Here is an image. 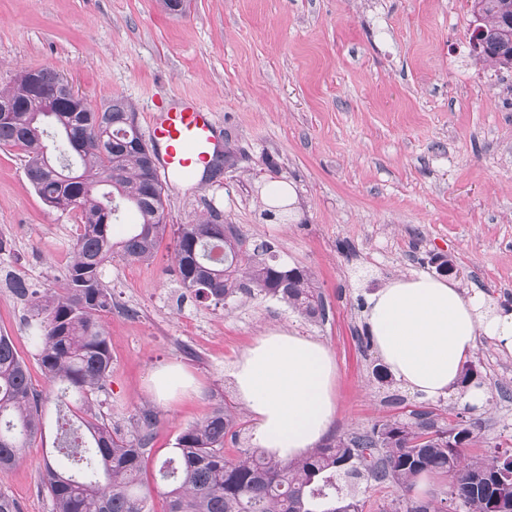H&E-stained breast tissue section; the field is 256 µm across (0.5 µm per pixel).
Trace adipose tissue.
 Listing matches in <instances>:
<instances>
[{"instance_id": "ef3b65f1", "label": "adipose tissue", "mask_w": 512, "mask_h": 512, "mask_svg": "<svg viewBox=\"0 0 512 512\" xmlns=\"http://www.w3.org/2000/svg\"><path fill=\"white\" fill-rule=\"evenodd\" d=\"M364 322L386 370L411 394L484 410L488 390L462 384L478 337L512 354V306L427 273L403 275L368 295ZM235 394L255 422L259 447L285 461L309 454L336 414L335 359L323 343L268 329L233 362Z\"/></svg>"}]
</instances>
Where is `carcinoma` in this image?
<instances>
[{
  "label": "carcinoma",
  "mask_w": 512,
  "mask_h": 512,
  "mask_svg": "<svg viewBox=\"0 0 512 512\" xmlns=\"http://www.w3.org/2000/svg\"><path fill=\"white\" fill-rule=\"evenodd\" d=\"M470 2L474 48L511 70L512 0ZM1 97L11 99L14 110L0 115V145L25 153L26 177L47 206L76 211L80 218L59 289L39 293L20 276L8 281L27 302L28 339L42 371L58 386L57 401L78 422L72 427L65 419L54 439L72 466L45 458L40 491L50 512H152L145 476L156 414L142 410L126 430L95 406L112 368L102 321L112 308L105 266L116 256L147 262L171 233L181 288L197 302L217 306L239 294L271 297L315 319L325 316L322 294L307 270L278 262L271 242L246 244L216 212L192 224L166 221L163 185L124 99L114 97L94 112L78 101L67 102L50 119L28 70ZM87 132L100 145H85ZM124 206L135 211L138 222L116 241L112 227ZM47 400L33 388L12 338L1 334V475L18 466L22 450L44 435ZM239 424L236 413L220 406L178 436L173 455L156 465L166 512H363L353 481L406 484L425 471L453 476L451 494L465 512H501L512 505V485L493 488L497 479L512 482V469L498 462L509 451L496 450L460 466L463 448L473 438L461 423L440 426L426 413L409 421L385 420L290 462L260 448H239L236 457L226 456L224 438L237 437Z\"/></svg>",
  "instance_id": "carcinoma-1"
}]
</instances>
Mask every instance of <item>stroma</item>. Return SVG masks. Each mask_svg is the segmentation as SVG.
I'll use <instances>...</instances> for the list:
<instances>
[{
	"label": "stroma",
	"instance_id": "stroma-1",
	"mask_svg": "<svg viewBox=\"0 0 512 512\" xmlns=\"http://www.w3.org/2000/svg\"><path fill=\"white\" fill-rule=\"evenodd\" d=\"M470 20L468 0H187L180 15L157 0H0V91L23 70L51 67L94 107L124 98L144 135L158 106L185 97L210 105L226 160L211 176L166 185L169 223L219 213L247 241L269 240L281 262L307 269L326 302L325 320L312 321L273 298L241 295L224 307L181 299L170 236L153 261L114 258L103 276L112 293L103 410L124 426L141 410L157 413L151 462L214 407L240 409L228 368L268 327L333 354L328 440L430 410L439 423L474 426L465 462L512 448V356L479 337L472 362L489 404L477 413L378 381L362 318L369 293L434 273L435 255L461 288L512 305V70L477 56ZM282 180L294 191L291 214L266 219V192ZM78 222L42 202L23 151L0 146V236L11 244L0 257V333L43 392L25 303L4 277L60 288ZM169 365L194 384L161 402L153 376ZM52 446L35 441L0 477L20 512H50L38 479ZM450 491L448 474L429 472L410 492L371 481L360 497L363 512L410 500L454 512Z\"/></svg>",
	"mask_w": 512,
	"mask_h": 512
}]
</instances>
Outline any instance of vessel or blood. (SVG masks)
<instances>
[{
	"label": "vessel or blood",
	"mask_w": 512,
	"mask_h": 512,
	"mask_svg": "<svg viewBox=\"0 0 512 512\" xmlns=\"http://www.w3.org/2000/svg\"><path fill=\"white\" fill-rule=\"evenodd\" d=\"M149 132L157 147V174L165 183L176 177H194L220 147L211 107L194 99H182L154 112Z\"/></svg>",
	"instance_id": "obj_1"
}]
</instances>
